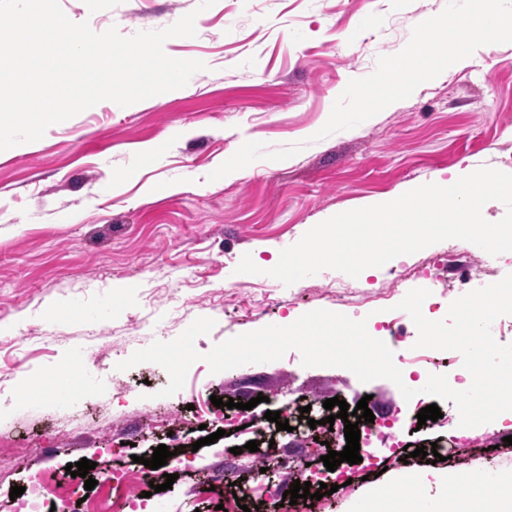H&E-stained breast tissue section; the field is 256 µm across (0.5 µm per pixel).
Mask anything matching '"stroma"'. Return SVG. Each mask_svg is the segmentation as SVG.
<instances>
[{
	"instance_id": "35a3bbf8",
	"label": "stroma",
	"mask_w": 512,
	"mask_h": 512,
	"mask_svg": "<svg viewBox=\"0 0 512 512\" xmlns=\"http://www.w3.org/2000/svg\"><path fill=\"white\" fill-rule=\"evenodd\" d=\"M60 0L63 11L120 34L162 29L197 11L196 34L168 39L170 57L205 63L180 89L122 107L103 101L49 127L44 137L0 151V432L21 447L6 461L0 512L10 489L25 485L43 458L67 466L95 462L92 496L104 494L122 442L128 454L172 450L163 470L175 475L157 495V512H216L187 463L217 466L218 452L240 448L236 478L252 483L256 453L247 434L224 426V408L199 422L195 404L211 396L279 412L289 430L267 438L289 447L291 428L307 426L308 399L368 398L375 417L398 414L403 396L386 379L363 389L339 367H303L297 351L282 359L218 374L205 361L189 369L182 390L161 396L169 377L142 363H115L153 341L178 337L199 317L214 319L195 347L214 345L302 314L335 310L307 293L327 276L292 286L267 276L281 251L318 223L372 205L419 182L467 165L512 174V43L476 50L438 79L421 84L359 126L316 139L350 80L374 72L379 57L400 52L416 20L447 0ZM272 152L304 142L297 155L258 160L243 177L208 181L240 144ZM251 254L260 274L236 267ZM266 285L262 318L227 300L225 289ZM110 350L112 367H92L86 337ZM75 385L55 394L60 375ZM193 428L190 436L180 426ZM218 433L216 443L194 440ZM380 469L360 492L389 498L393 512H438L447 496L435 477L395 495L403 469L387 444Z\"/></svg>"
}]
</instances>
